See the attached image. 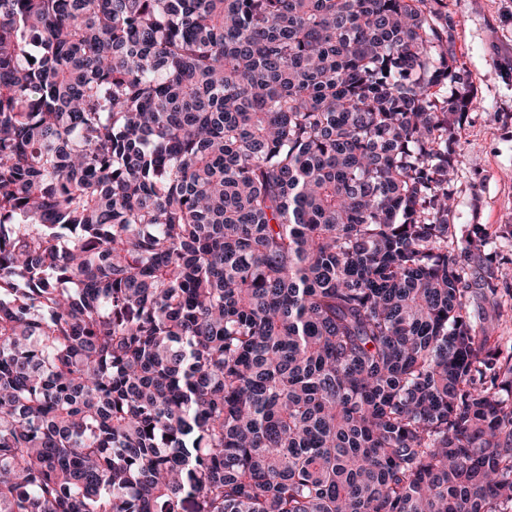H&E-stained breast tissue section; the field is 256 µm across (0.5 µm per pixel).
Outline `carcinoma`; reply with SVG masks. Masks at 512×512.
Wrapping results in <instances>:
<instances>
[{
  "label": "carcinoma",
  "mask_w": 512,
  "mask_h": 512,
  "mask_svg": "<svg viewBox=\"0 0 512 512\" xmlns=\"http://www.w3.org/2000/svg\"><path fill=\"white\" fill-rule=\"evenodd\" d=\"M443 0H0V512H512V287L454 224Z\"/></svg>",
  "instance_id": "cac0c4a2"
}]
</instances>
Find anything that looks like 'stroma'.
<instances>
[{
  "mask_svg": "<svg viewBox=\"0 0 512 512\" xmlns=\"http://www.w3.org/2000/svg\"><path fill=\"white\" fill-rule=\"evenodd\" d=\"M474 106L455 160L456 224H484L512 244V0H444Z\"/></svg>",
  "mask_w": 512,
  "mask_h": 512,
  "instance_id": "stroma-1",
  "label": "stroma"
}]
</instances>
